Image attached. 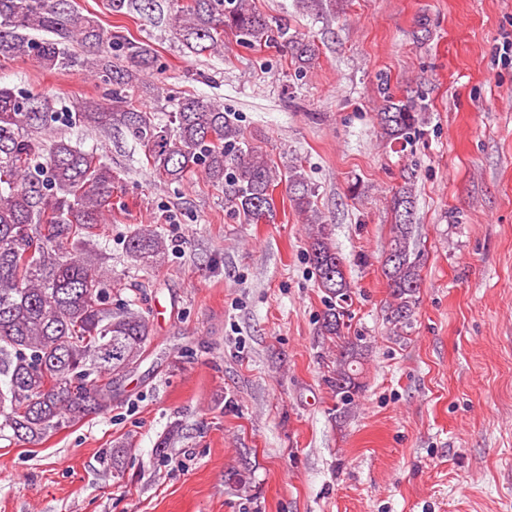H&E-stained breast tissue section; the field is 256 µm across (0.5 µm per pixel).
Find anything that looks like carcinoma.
Segmentation results:
<instances>
[{"instance_id":"obj_1","label":"carcinoma","mask_w":512,"mask_h":512,"mask_svg":"<svg viewBox=\"0 0 512 512\" xmlns=\"http://www.w3.org/2000/svg\"><path fill=\"white\" fill-rule=\"evenodd\" d=\"M115 14H147L154 0H108ZM175 39L194 55L218 52L224 34L251 48H276L299 66L315 56L310 43L258 11L250 0H185L170 17ZM43 32L36 39L30 32ZM0 50L56 72L75 67L105 86L108 102L78 99L61 112L50 94L0 87V436L37 445L49 435L100 415L112 405L113 377L135 368L152 336L148 314L112 307V273L102 266L99 229L112 218V167L62 135L40 133L57 122L107 136L122 129L150 169L169 185L190 172L224 190L230 210L251 224L276 219L273 192L286 183L293 209L312 226L308 257L328 296L320 333L337 338L328 384L336 411L348 415L363 391L366 346L345 335L352 285L344 260L314 206V190L297 167L281 170L245 143L235 115L215 100L185 93L159 119L135 108L129 90L154 69L155 50L114 34L73 0H0ZM378 113L387 140L409 144L419 113L388 87ZM412 187L393 193L383 267L390 290L388 322L411 326L420 287V252ZM126 257L142 268L165 262L167 246L151 224L127 235Z\"/></svg>"}]
</instances>
